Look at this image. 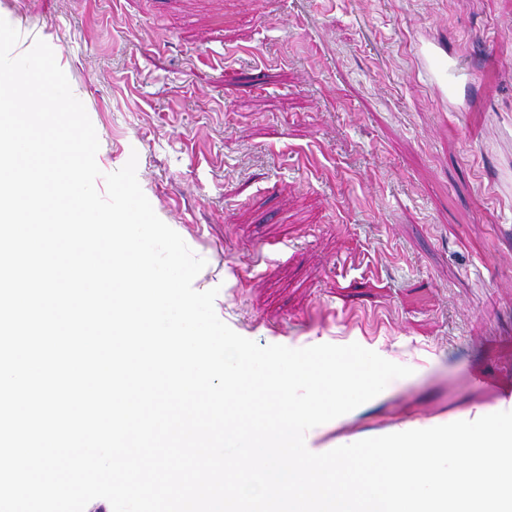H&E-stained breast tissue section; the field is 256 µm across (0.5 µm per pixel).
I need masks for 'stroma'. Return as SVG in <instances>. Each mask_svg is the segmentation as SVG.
Returning <instances> with one entry per match:
<instances>
[{
    "label": "stroma",
    "instance_id": "stroma-1",
    "mask_svg": "<svg viewBox=\"0 0 512 512\" xmlns=\"http://www.w3.org/2000/svg\"><path fill=\"white\" fill-rule=\"evenodd\" d=\"M43 40L111 173L206 261L261 345L358 343L412 375L333 449L496 404L512 382V0H0ZM474 69L447 98L418 54Z\"/></svg>",
    "mask_w": 512,
    "mask_h": 512
}]
</instances>
